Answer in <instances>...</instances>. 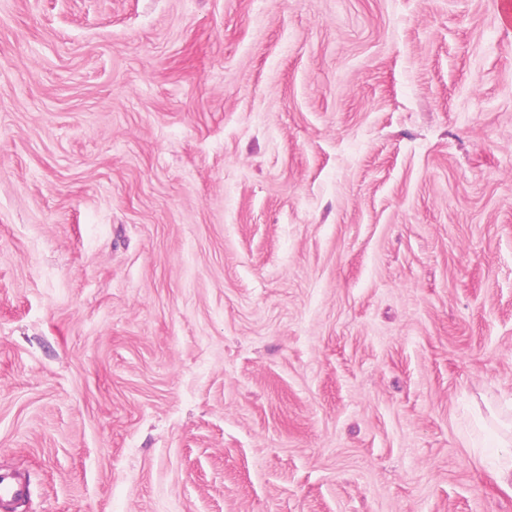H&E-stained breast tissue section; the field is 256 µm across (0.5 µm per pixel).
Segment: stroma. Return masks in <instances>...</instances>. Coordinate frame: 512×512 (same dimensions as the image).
<instances>
[{
  "instance_id": "obj_1",
  "label": "stroma",
  "mask_w": 512,
  "mask_h": 512,
  "mask_svg": "<svg viewBox=\"0 0 512 512\" xmlns=\"http://www.w3.org/2000/svg\"><path fill=\"white\" fill-rule=\"evenodd\" d=\"M512 0H0L19 512H512ZM494 474L497 483L506 491L512 493V453L501 450L494 465Z\"/></svg>"
}]
</instances>
